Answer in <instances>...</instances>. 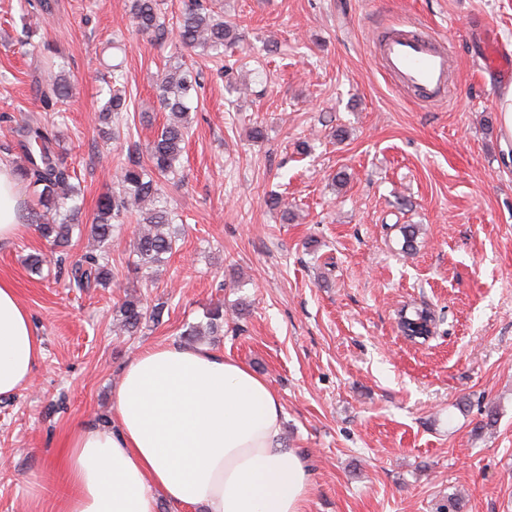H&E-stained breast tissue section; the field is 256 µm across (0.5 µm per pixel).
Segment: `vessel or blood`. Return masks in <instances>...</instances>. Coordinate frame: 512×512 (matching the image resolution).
Returning <instances> with one entry per match:
<instances>
[{"mask_svg":"<svg viewBox=\"0 0 512 512\" xmlns=\"http://www.w3.org/2000/svg\"><path fill=\"white\" fill-rule=\"evenodd\" d=\"M376 49L384 69L398 82L427 102H437L449 92L451 56L444 40L421 24L411 29L381 32ZM484 72L497 77L512 76V53L499 42H486L481 56Z\"/></svg>","mask_w":512,"mask_h":512,"instance_id":"b4317fda","label":"vessel or blood"}]
</instances>
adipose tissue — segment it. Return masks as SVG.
Instances as JSON below:
<instances>
[{
  "instance_id": "obj_1",
  "label": "adipose tissue",
  "mask_w": 512,
  "mask_h": 512,
  "mask_svg": "<svg viewBox=\"0 0 512 512\" xmlns=\"http://www.w3.org/2000/svg\"><path fill=\"white\" fill-rule=\"evenodd\" d=\"M18 177L0 162V243L20 230ZM44 358L15 285L0 278V397ZM283 406L268 382L206 346L134 356L113 389L112 421L67 435L71 492L58 512H154L156 495L203 512H304L303 460L281 441Z\"/></svg>"
}]
</instances>
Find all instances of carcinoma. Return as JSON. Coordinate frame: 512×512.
<instances>
[{
  "label": "carcinoma",
  "mask_w": 512,
  "mask_h": 512,
  "mask_svg": "<svg viewBox=\"0 0 512 512\" xmlns=\"http://www.w3.org/2000/svg\"><path fill=\"white\" fill-rule=\"evenodd\" d=\"M131 14L138 33L150 40L163 43L175 35L181 47L192 51L199 49L210 58L222 59L224 48L240 41L237 26L224 20L222 12L215 11L209 0H188V4L175 17L166 22L160 0H132ZM201 88L200 76L192 75L182 67L163 71L156 82L158 99L165 112L166 121L160 132L150 142L148 163L131 155L117 160L119 171L117 187L100 196L90 227V236L99 253H86L73 261L68 271L69 285L80 290L106 286L114 271L109 267L106 248L122 219L138 215L139 229L133 240V252L138 268L149 270L162 262L163 256L177 249L180 230L173 227L171 211L159 206L165 195V186L176 185L180 179V158L190 129V104ZM40 99L52 109V124L66 122L62 106L71 96L72 84L64 69L40 84ZM129 101L124 86V75L114 68L107 82L104 103L99 110L103 139H114L119 128L128 125ZM11 138L0 142V150L8 154L12 144L22 150L23 160L16 164L20 180L30 188L36 203L33 217L41 236L57 248L66 249L72 243L74 231L82 230L80 189L73 183L76 173L66 165L59 152L57 135L48 129L38 114L27 116L10 128ZM401 252L412 255L417 250L419 226H399ZM161 314L158 308L148 309L141 299L126 296L113 317L117 331L131 335L148 320ZM206 325H190L183 335L190 340H200L224 328V308L220 305L206 311ZM435 322L433 312L425 307H415L399 314V327L404 333L417 336L426 331V325Z\"/></svg>",
  "instance_id": "1"
}]
</instances>
